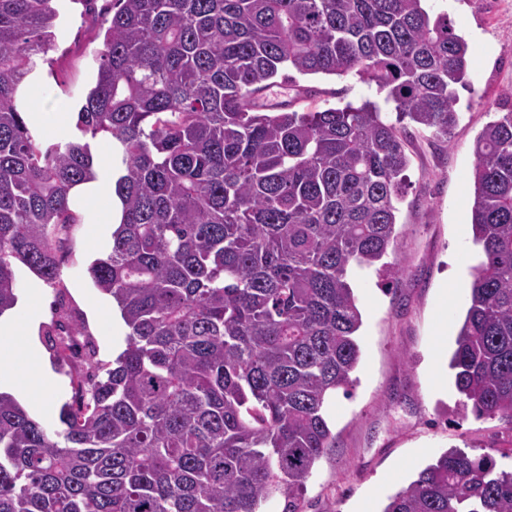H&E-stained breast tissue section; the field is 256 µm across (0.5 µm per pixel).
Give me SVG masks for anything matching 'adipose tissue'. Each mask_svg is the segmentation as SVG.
<instances>
[{
  "instance_id": "obj_1",
  "label": "adipose tissue",
  "mask_w": 512,
  "mask_h": 512,
  "mask_svg": "<svg viewBox=\"0 0 512 512\" xmlns=\"http://www.w3.org/2000/svg\"><path fill=\"white\" fill-rule=\"evenodd\" d=\"M72 196L83 204L88 223L97 225V242H104L109 230L115 229L122 218V203L114 191L113 182L96 177L73 188ZM41 299L40 283L32 281L24 299L15 308L0 314V334L21 333L26 360L24 373L18 374L0 359V387L24 399L32 398L37 392L47 396L57 388L46 361L32 339L39 323Z\"/></svg>"
}]
</instances>
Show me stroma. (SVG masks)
Instances as JSON below:
<instances>
[{"instance_id": "obj_1", "label": "stroma", "mask_w": 512, "mask_h": 512, "mask_svg": "<svg viewBox=\"0 0 512 512\" xmlns=\"http://www.w3.org/2000/svg\"><path fill=\"white\" fill-rule=\"evenodd\" d=\"M433 14H448L469 45L471 84L458 89L460 120L447 140L433 137L413 122H399L394 104L358 77L296 75L313 89L295 103L298 111L341 108L346 103H379L389 123H402L410 164L398 222L405 232L394 259L402 272L389 285L375 270L358 271L352 286L363 325L362 356L350 395L337 396L330 408L336 446L313 467L303 495V512H356L365 499L382 512L387 499L451 448L470 455L492 454L498 467L512 468V426L476 419L456 393L448 359L464 315L471 268L479 259L470 226L474 143L501 111L512 91V0H428ZM111 0L90 6L65 0L55 29L56 41L24 92L45 117L37 130L50 142L58 136L52 120L59 109L78 111L93 84L95 58L103 48L101 15ZM95 225L71 230L61 263V286H45L41 329L60 321L79 324L80 345H93L100 363L124 348V323L108 311L93 312L97 292L88 267Z\"/></svg>"}]
</instances>
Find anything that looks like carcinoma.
I'll return each mask as SVG.
<instances>
[{
    "label": "carcinoma",
    "mask_w": 512,
    "mask_h": 512,
    "mask_svg": "<svg viewBox=\"0 0 512 512\" xmlns=\"http://www.w3.org/2000/svg\"><path fill=\"white\" fill-rule=\"evenodd\" d=\"M55 0H0V314L23 265L60 284L71 189L112 138L122 224L89 274L128 328L52 431L0 393V512H303L335 444L362 325L351 285L396 281L409 166L376 104L299 112L255 96L284 71L386 93L439 139L459 121L468 44L425 0H113L78 112L46 144L21 100L55 40ZM481 259L448 366L463 406L512 425V111L479 134ZM383 512H512V471L451 448Z\"/></svg>",
    "instance_id": "cac0c4a2"
}]
</instances>
